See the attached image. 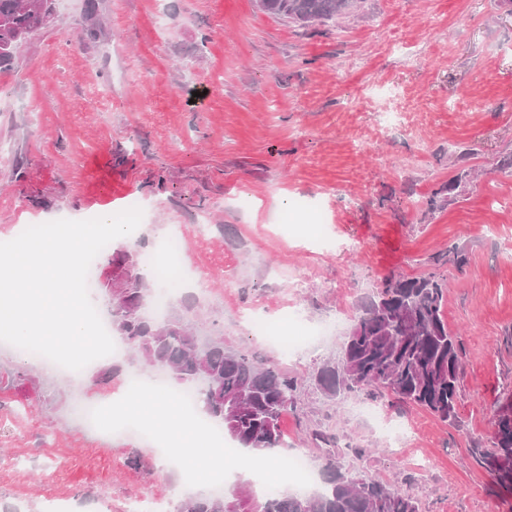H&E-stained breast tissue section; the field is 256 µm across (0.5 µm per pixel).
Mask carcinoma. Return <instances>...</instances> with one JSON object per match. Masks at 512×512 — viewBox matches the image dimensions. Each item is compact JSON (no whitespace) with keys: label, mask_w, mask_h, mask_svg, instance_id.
Masks as SVG:
<instances>
[{"label":"carcinoma","mask_w":512,"mask_h":512,"mask_svg":"<svg viewBox=\"0 0 512 512\" xmlns=\"http://www.w3.org/2000/svg\"><path fill=\"white\" fill-rule=\"evenodd\" d=\"M53 0H0V69L11 67L21 46L49 25ZM360 0H256L257 8L275 18L306 28L328 26L357 8ZM456 188L452 180L426 201L428 211L442 209ZM112 265L125 276L112 308V328L141 361L167 371L172 378L199 373L210 384L198 392L208 419L222 423L239 447L265 455L282 441L281 419L293 404L295 379L278 366L254 360L217 340L204 352L195 350L193 328L179 318L148 314L156 289L150 273L128 251L112 253ZM447 278L437 271L418 276L392 275L375 295L360 301L337 360L317 375L322 393L423 408L443 422L456 418L463 350L444 316ZM492 451L475 449L479 463L503 490L512 492V397L498 406L491 422ZM248 502L253 512H419L418 500L401 495L375 479L356 477L326 461L323 489L300 495L281 491L257 496L196 495L183 499L177 512H240Z\"/></svg>","instance_id":"obj_1"}]
</instances>
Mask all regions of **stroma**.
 <instances>
[{
  "mask_svg": "<svg viewBox=\"0 0 512 512\" xmlns=\"http://www.w3.org/2000/svg\"><path fill=\"white\" fill-rule=\"evenodd\" d=\"M95 3L91 14L86 0H56L52 24L0 72V242L140 200L136 237L113 249L154 248L180 226L186 274L170 314L298 381L285 442L259 467L276 474L301 452L321 468L334 453L420 512H512L473 454L512 388V206L489 204L512 197L499 167L512 155V13L498 0H363L360 18L302 28L255 0ZM196 88L206 95L193 104ZM464 169L453 202L427 212ZM454 247L467 264L435 266ZM436 268L465 353L457 417L390 408L418 430L390 448L354 416V397L326 400L316 374L360 299L389 275ZM200 275L209 293L192 288ZM292 305L303 326L336 318L338 330L286 354L239 318ZM131 373L156 371L127 355L74 376L0 343V512H46L51 499L126 512L141 498L176 512L175 468L77 414L78 401L120 395Z\"/></svg>",
  "mask_w": 512,
  "mask_h": 512,
  "instance_id": "1",
  "label": "stroma"
}]
</instances>
